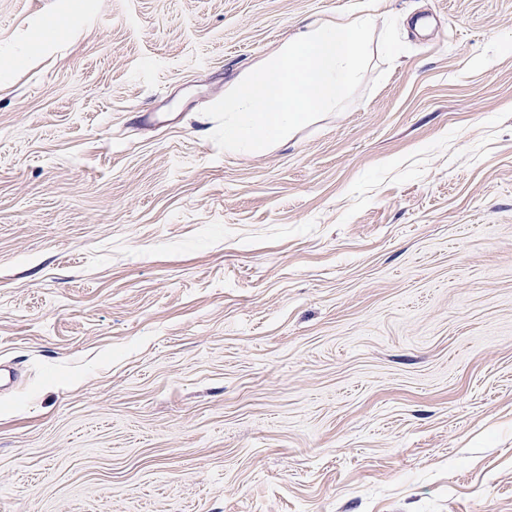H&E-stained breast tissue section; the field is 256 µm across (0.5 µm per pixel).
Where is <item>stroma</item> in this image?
Masks as SVG:
<instances>
[{
    "mask_svg": "<svg viewBox=\"0 0 512 512\" xmlns=\"http://www.w3.org/2000/svg\"><path fill=\"white\" fill-rule=\"evenodd\" d=\"M352 13L350 104L219 150ZM3 363L0 512H512V0H0Z\"/></svg>",
    "mask_w": 512,
    "mask_h": 512,
    "instance_id": "35a3bbf8",
    "label": "stroma"
}]
</instances>
